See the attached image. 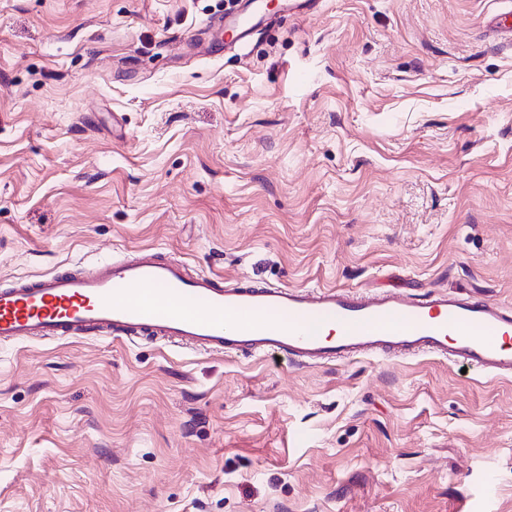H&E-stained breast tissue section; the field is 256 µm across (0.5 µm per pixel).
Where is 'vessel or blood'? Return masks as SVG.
Masks as SVG:
<instances>
[{
  "label": "vessel or blood",
  "mask_w": 512,
  "mask_h": 512,
  "mask_svg": "<svg viewBox=\"0 0 512 512\" xmlns=\"http://www.w3.org/2000/svg\"><path fill=\"white\" fill-rule=\"evenodd\" d=\"M95 331H147L211 353H285L301 367L363 353H430L512 376V307L468 294L228 285L189 275L151 248L90 273H48L0 287V343Z\"/></svg>",
  "instance_id": "1"
}]
</instances>
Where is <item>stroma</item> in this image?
<instances>
[{"mask_svg":"<svg viewBox=\"0 0 512 512\" xmlns=\"http://www.w3.org/2000/svg\"><path fill=\"white\" fill-rule=\"evenodd\" d=\"M498 0H0V285L189 272L512 305ZM238 11L242 49L214 36ZM0 512H512V377L0 343Z\"/></svg>","mask_w":512,"mask_h":512,"instance_id":"35a3bbf8","label":"stroma"}]
</instances>
